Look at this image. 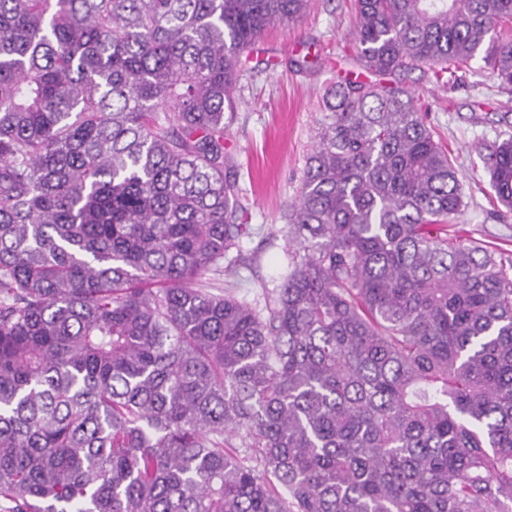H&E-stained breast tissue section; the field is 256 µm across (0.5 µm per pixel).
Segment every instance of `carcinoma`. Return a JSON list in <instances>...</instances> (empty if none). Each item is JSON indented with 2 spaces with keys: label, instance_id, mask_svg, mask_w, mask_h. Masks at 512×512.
<instances>
[{
  "label": "carcinoma",
  "instance_id": "carcinoma-1",
  "mask_svg": "<svg viewBox=\"0 0 512 512\" xmlns=\"http://www.w3.org/2000/svg\"><path fill=\"white\" fill-rule=\"evenodd\" d=\"M307 7L0 0L6 512H512V261L450 234L401 79L479 56L512 94V0H355L278 284L194 287L248 234L246 51ZM484 150L512 213V136Z\"/></svg>",
  "mask_w": 512,
  "mask_h": 512
}]
</instances>
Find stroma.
<instances>
[{"label": "stroma", "instance_id": "35a3bbf8", "mask_svg": "<svg viewBox=\"0 0 512 512\" xmlns=\"http://www.w3.org/2000/svg\"><path fill=\"white\" fill-rule=\"evenodd\" d=\"M353 17V0H310L299 21L268 29L251 47L252 59L269 67L243 80L236 92L237 119L226 136L249 233L240 250L229 253L230 271L206 280L212 292L230 289L254 303L261 301L263 288L277 285L288 249L280 216L301 185L326 87L355 67ZM307 49L316 61L297 70L291 60ZM404 79L429 105L435 138L447 147L463 185L467 205L454 219L456 229L512 257V217H500L479 154L485 142L512 135V111L501 106L504 94L478 58L460 81L448 85L430 82L420 69Z\"/></svg>", "mask_w": 512, "mask_h": 512}]
</instances>
